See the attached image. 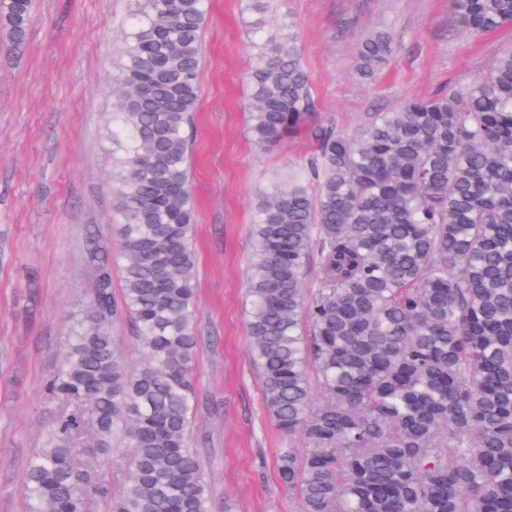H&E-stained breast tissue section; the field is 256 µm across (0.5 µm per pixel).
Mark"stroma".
<instances>
[{
  "label": "stroma",
  "instance_id": "stroma-1",
  "mask_svg": "<svg viewBox=\"0 0 512 512\" xmlns=\"http://www.w3.org/2000/svg\"><path fill=\"white\" fill-rule=\"evenodd\" d=\"M0 0V512H27V465L56 403L46 386L86 309L100 259L116 255L110 219L113 63L134 0H33L13 45ZM274 23L298 35L314 122L354 133L369 113L452 92L479 77L512 30L464 35L449 0H269ZM249 0H210L200 97L190 129L197 275L195 406L190 439L212 512H302L275 457L302 447L263 403L243 307L257 193L304 163L307 134L260 150L248 134L254 49ZM394 42L370 80L356 74L358 42L379 28Z\"/></svg>",
  "mask_w": 512,
  "mask_h": 512
}]
</instances>
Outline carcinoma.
Listing matches in <instances>:
<instances>
[{
    "mask_svg": "<svg viewBox=\"0 0 512 512\" xmlns=\"http://www.w3.org/2000/svg\"><path fill=\"white\" fill-rule=\"evenodd\" d=\"M463 31L512 27V0H450ZM33 0H9L13 44ZM255 36L249 134L307 129L299 171L258 192L247 288L252 358L277 454L304 512H512V43L449 94L373 112L354 135L310 126L291 25ZM207 0H136L112 83L122 306L144 360L108 329L112 264L96 274L49 385L59 410L24 484L29 512H211L189 441L198 336L188 130ZM392 54L357 46L372 78ZM127 473L109 490L112 467Z\"/></svg>",
    "mask_w": 512,
    "mask_h": 512,
    "instance_id": "1",
    "label": "carcinoma"
}]
</instances>
